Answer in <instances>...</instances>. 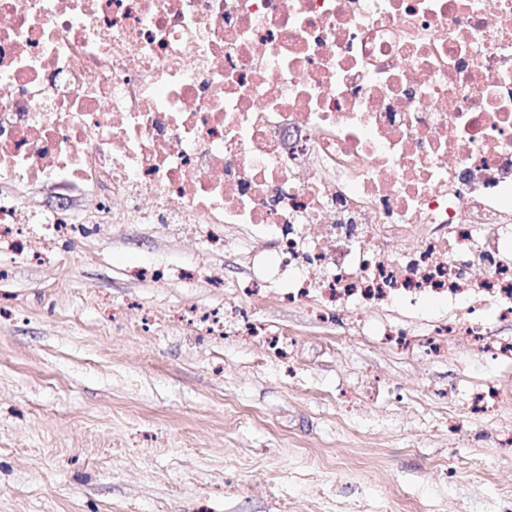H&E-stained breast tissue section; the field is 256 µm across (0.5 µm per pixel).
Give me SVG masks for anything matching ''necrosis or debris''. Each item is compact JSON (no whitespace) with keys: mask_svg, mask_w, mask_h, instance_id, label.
I'll use <instances>...</instances> for the list:
<instances>
[{"mask_svg":"<svg viewBox=\"0 0 512 512\" xmlns=\"http://www.w3.org/2000/svg\"><path fill=\"white\" fill-rule=\"evenodd\" d=\"M132 221L256 225L350 321L512 322V0H0V238Z\"/></svg>","mask_w":512,"mask_h":512,"instance_id":"necrosis-or-debris-1","label":"necrosis or debris"}]
</instances>
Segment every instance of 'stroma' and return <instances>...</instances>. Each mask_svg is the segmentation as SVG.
Instances as JSON below:
<instances>
[{
	"mask_svg": "<svg viewBox=\"0 0 512 512\" xmlns=\"http://www.w3.org/2000/svg\"><path fill=\"white\" fill-rule=\"evenodd\" d=\"M22 231L38 255L0 241V512H512V362L381 335L448 305L337 325L283 298L248 224Z\"/></svg>",
	"mask_w": 512,
	"mask_h": 512,
	"instance_id": "1",
	"label": "stroma"
}]
</instances>
